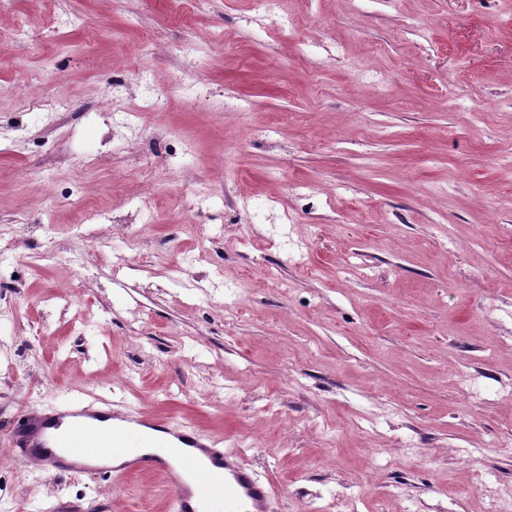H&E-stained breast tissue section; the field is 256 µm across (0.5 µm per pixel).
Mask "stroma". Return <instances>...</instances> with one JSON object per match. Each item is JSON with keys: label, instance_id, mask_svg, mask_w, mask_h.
<instances>
[{"label": "stroma", "instance_id": "1", "mask_svg": "<svg viewBox=\"0 0 512 512\" xmlns=\"http://www.w3.org/2000/svg\"><path fill=\"white\" fill-rule=\"evenodd\" d=\"M283 7L0 0V512H169L13 461L75 400L224 437L270 512H512V0Z\"/></svg>", "mask_w": 512, "mask_h": 512}]
</instances>
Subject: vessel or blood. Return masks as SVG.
<instances>
[{
    "mask_svg": "<svg viewBox=\"0 0 512 512\" xmlns=\"http://www.w3.org/2000/svg\"><path fill=\"white\" fill-rule=\"evenodd\" d=\"M17 461L49 475L109 474L162 477L172 490L170 512H268L273 488L235 458L223 440L190 422L115 408L109 401L76 402L45 412H25L12 432Z\"/></svg>",
    "mask_w": 512,
    "mask_h": 512,
    "instance_id": "b4317fda",
    "label": "vessel or blood"
}]
</instances>
